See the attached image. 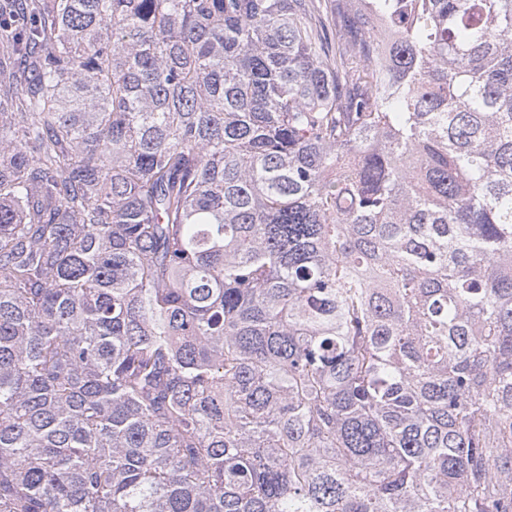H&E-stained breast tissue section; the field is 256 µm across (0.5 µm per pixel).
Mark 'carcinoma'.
<instances>
[{"instance_id":"1","label":"carcinoma","mask_w":512,"mask_h":512,"mask_svg":"<svg viewBox=\"0 0 512 512\" xmlns=\"http://www.w3.org/2000/svg\"><path fill=\"white\" fill-rule=\"evenodd\" d=\"M0 53V512H512V0H0Z\"/></svg>"}]
</instances>
